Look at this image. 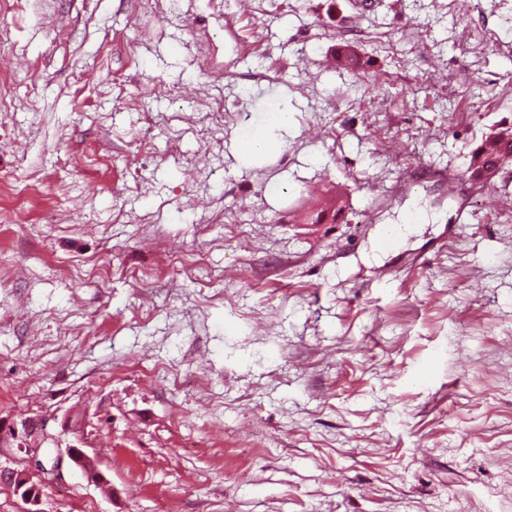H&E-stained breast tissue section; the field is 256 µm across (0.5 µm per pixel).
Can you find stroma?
Masks as SVG:
<instances>
[{
  "label": "stroma",
  "instance_id": "1",
  "mask_svg": "<svg viewBox=\"0 0 512 512\" xmlns=\"http://www.w3.org/2000/svg\"><path fill=\"white\" fill-rule=\"evenodd\" d=\"M1 25L0 417L83 433L108 478L0 445L43 512H512V163L463 175L512 123V0H0ZM248 127L272 150L243 157ZM425 167L457 195L372 207Z\"/></svg>",
  "mask_w": 512,
  "mask_h": 512
}]
</instances>
